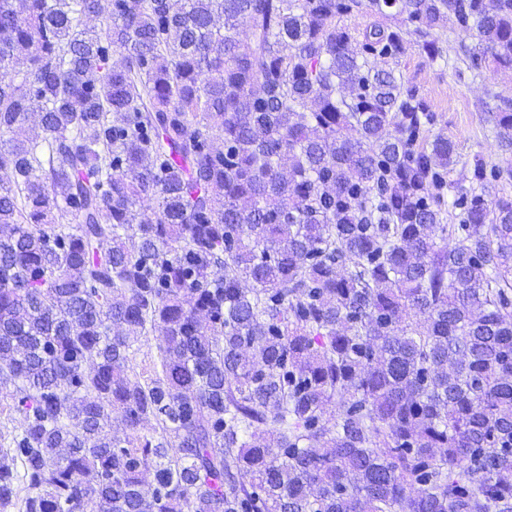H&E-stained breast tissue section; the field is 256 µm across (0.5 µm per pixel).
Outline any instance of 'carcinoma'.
I'll list each match as a JSON object with an SVG mask.
<instances>
[{
  "mask_svg": "<svg viewBox=\"0 0 512 512\" xmlns=\"http://www.w3.org/2000/svg\"><path fill=\"white\" fill-rule=\"evenodd\" d=\"M450 24L512 69V0H0V512H512V201L372 62Z\"/></svg>",
  "mask_w": 512,
  "mask_h": 512,
  "instance_id": "cac0c4a2",
  "label": "carcinoma"
}]
</instances>
